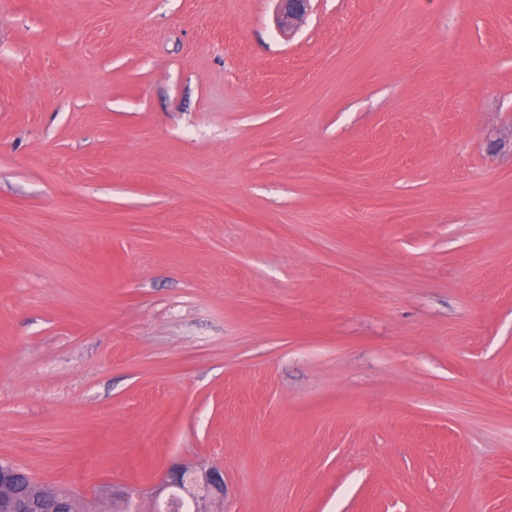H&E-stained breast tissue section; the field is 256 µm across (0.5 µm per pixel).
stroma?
Returning a JSON list of instances; mask_svg holds the SVG:
<instances>
[{
  "label": "stroma",
  "instance_id": "1",
  "mask_svg": "<svg viewBox=\"0 0 512 512\" xmlns=\"http://www.w3.org/2000/svg\"><path fill=\"white\" fill-rule=\"evenodd\" d=\"M0 460L512 512V0H0ZM278 27L283 33H292L306 16L311 0H277Z\"/></svg>",
  "mask_w": 512,
  "mask_h": 512
}]
</instances>
